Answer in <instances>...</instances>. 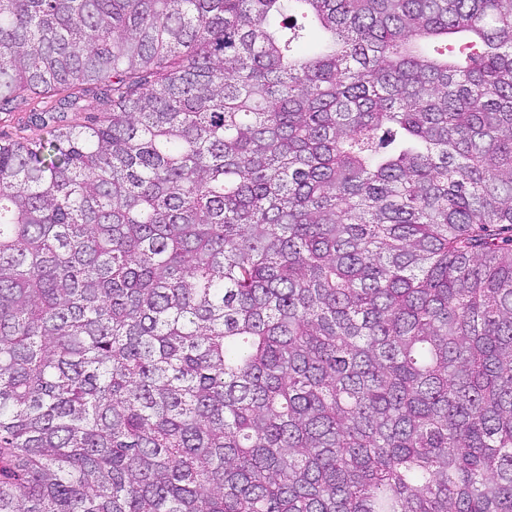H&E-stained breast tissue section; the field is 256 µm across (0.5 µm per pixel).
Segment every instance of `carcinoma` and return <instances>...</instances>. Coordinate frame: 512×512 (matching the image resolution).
<instances>
[{"mask_svg":"<svg viewBox=\"0 0 512 512\" xmlns=\"http://www.w3.org/2000/svg\"><path fill=\"white\" fill-rule=\"evenodd\" d=\"M15 103L0 512H512V0H0Z\"/></svg>","mask_w":512,"mask_h":512,"instance_id":"cac0c4a2","label":"carcinoma"}]
</instances>
